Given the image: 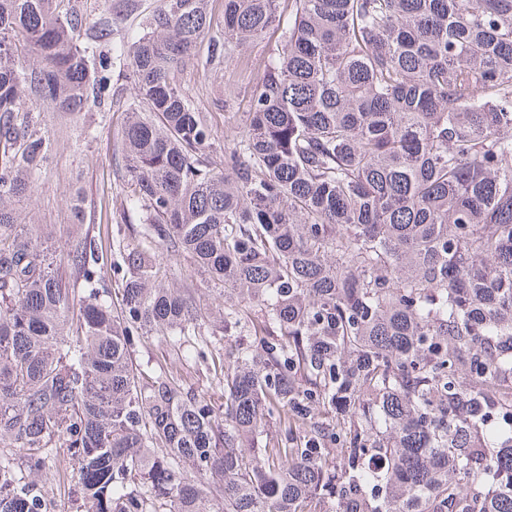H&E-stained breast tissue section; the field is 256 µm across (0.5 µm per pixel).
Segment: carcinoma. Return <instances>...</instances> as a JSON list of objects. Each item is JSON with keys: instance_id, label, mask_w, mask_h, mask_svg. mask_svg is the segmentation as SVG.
Segmentation results:
<instances>
[{"instance_id": "carcinoma-1", "label": "carcinoma", "mask_w": 512, "mask_h": 512, "mask_svg": "<svg viewBox=\"0 0 512 512\" xmlns=\"http://www.w3.org/2000/svg\"><path fill=\"white\" fill-rule=\"evenodd\" d=\"M276 2L224 0L221 42L210 0H160L118 47L74 0H0V512H48L50 476L74 512H512V0H289L218 164L178 74ZM31 93L124 107L117 307L84 224L58 255L14 208L52 155ZM134 357L142 364H146L149 361V365L163 364L168 367L174 361L165 343L153 336L144 338L138 343L135 347ZM177 366H180L181 368V373H183L184 384L186 385V387L190 386L195 389L198 388V390H211V382H213L214 384V374L212 371L209 372L208 370H206L204 366L197 367L194 364H184L183 366H181L177 363Z\"/></svg>"}]
</instances>
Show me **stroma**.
<instances>
[{
  "mask_svg": "<svg viewBox=\"0 0 512 512\" xmlns=\"http://www.w3.org/2000/svg\"><path fill=\"white\" fill-rule=\"evenodd\" d=\"M79 6L87 35L95 34L98 22L109 12L115 19L113 41L127 42L142 33L157 0H79ZM280 41L281 30L273 27L221 63L210 64L204 56H197L180 72V88L216 130H223L225 111H243L247 95ZM33 108L41 115V130L52 142L53 156L34 201H20L19 209L35 208L38 223L54 225V247L61 253L67 248L66 227L75 221L73 203L82 199L84 222L105 265H113L118 260L117 242L139 224L137 211L120 208L128 180L126 160L117 143L124 113L92 111L75 118L39 99Z\"/></svg>",
  "mask_w": 512,
  "mask_h": 512,
  "instance_id": "1",
  "label": "stroma"
}]
</instances>
